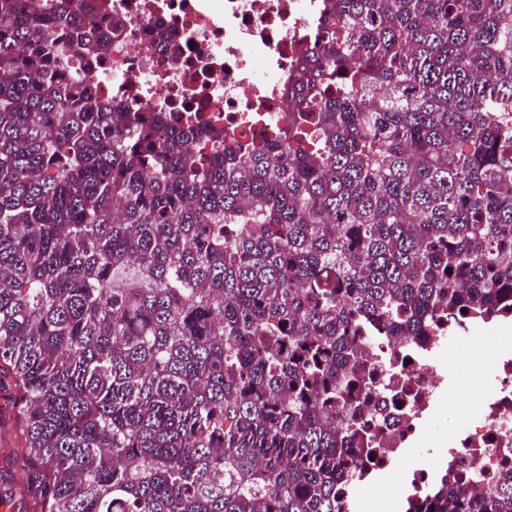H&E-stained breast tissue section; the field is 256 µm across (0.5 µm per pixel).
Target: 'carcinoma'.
Wrapping results in <instances>:
<instances>
[{"label": "carcinoma", "instance_id": "cac0c4a2", "mask_svg": "<svg viewBox=\"0 0 512 512\" xmlns=\"http://www.w3.org/2000/svg\"><path fill=\"white\" fill-rule=\"evenodd\" d=\"M288 137L119 112L0 0V391L24 512H338L360 370L512 306V0H327ZM27 475L23 498L9 483ZM434 512H512V470Z\"/></svg>", "mask_w": 512, "mask_h": 512}]
</instances>
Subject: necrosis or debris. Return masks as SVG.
I'll return each instance as SVG.
<instances>
[{"mask_svg":"<svg viewBox=\"0 0 512 512\" xmlns=\"http://www.w3.org/2000/svg\"><path fill=\"white\" fill-rule=\"evenodd\" d=\"M102 27L112 30L103 55L62 45L66 80L103 100L139 112H178L188 121L219 118L228 144L287 135L299 112L301 65L329 41L326 0H104ZM179 42L182 52L168 57ZM474 336L498 340L489 384L475 410L443 420L449 391L466 392L476 356ZM379 384L356 407L375 437L372 452L356 451L348 485L337 492L340 512H380L386 499L428 512L429 490L448 482L485 494L500 471L512 468V314L479 322L435 321L428 336L384 345L363 364ZM441 451L431 470L424 451ZM406 472L405 487L389 476Z\"/></svg>","mask_w":512,"mask_h":512,"instance_id":"1","label":"necrosis or debris"}]
</instances>
